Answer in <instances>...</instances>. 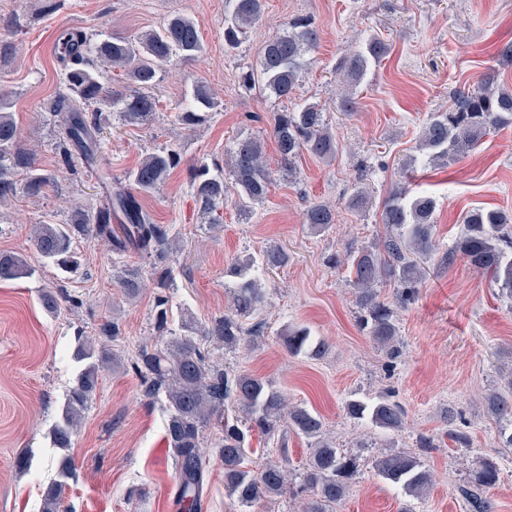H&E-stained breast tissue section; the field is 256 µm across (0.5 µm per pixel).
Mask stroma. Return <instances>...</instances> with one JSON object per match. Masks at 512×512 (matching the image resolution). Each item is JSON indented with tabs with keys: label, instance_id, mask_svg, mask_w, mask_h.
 Segmentation results:
<instances>
[{
	"label": "stroma",
	"instance_id": "obj_1",
	"mask_svg": "<svg viewBox=\"0 0 512 512\" xmlns=\"http://www.w3.org/2000/svg\"><path fill=\"white\" fill-rule=\"evenodd\" d=\"M2 10L17 14L19 29L12 56L0 63V95L10 102L23 141L36 148L39 165L56 174L57 185L40 198L21 197L0 207V252L22 255L36 269L32 277L0 281V512H42L65 453L75 465L64 491L69 512H180L167 414L162 401L144 396L133 371L102 370L71 448L52 445L50 431L82 369L72 357L75 336L100 335L101 324L116 322L118 336H100L101 342L131 358L155 335L158 294L169 300L172 329L185 317L208 322L229 307L226 267L272 246L283 247L289 260L264 275L268 303L259 316L261 334L214 352L213 360L228 374L269 380L291 404L319 415L326 436L356 458L357 475L336 512H401L406 506L413 512H467L462 491L478 461L489 456L500 468L497 485L487 492L492 512H512V450L500 447V424L488 407L489 395L512 379V301L465 260L441 261L468 210L485 207L512 216V129L488 134L448 167L407 165L417 153L423 123L447 111L457 93L490 71L512 87V61L500 55L512 42V0H266L261 20L231 52L224 48V0H65L56 10L48 9L47 0H0ZM176 12L197 22L202 53L175 59L159 75L151 124L122 126L112 119L110 103H103L110 122L98 169L69 168L49 110L63 71L53 51L57 32L132 35ZM296 16L316 21L321 43L293 100L323 106L338 151L327 161L302 154L295 178L275 173L250 221H242L229 204L221 224L209 225L191 193L189 169L201 161L223 162L230 141L248 134L262 136L268 162L276 163L269 121L289 102L240 89L236 75L257 66L264 42ZM374 32L388 40L390 51L358 88L354 112L343 115L334 65ZM198 82L217 94L223 108L196 131H184L175 115ZM169 144L180 146L182 163L164 186L142 198L155 223L182 241L167 262L169 288L159 289L151 279L136 299H126L116 274L123 262H136V254L122 259L90 240L78 244L83 260L74 276L37 254L30 243L33 224L48 216L63 220L73 200L98 204L101 173L124 178L142 156ZM405 180L436 202L438 249L421 262L425 279L413 301L401 302L393 285L380 288L398 328L392 354L361 327L346 268L329 267L325 258L381 242L387 233L384 201ZM358 188L369 194L361 211L348 206ZM315 201L336 207L335 223L321 233L303 222L306 206ZM50 290L77 297L79 308L47 315L40 297ZM289 325L307 327L325 341L326 353H289L281 340ZM381 395L404 413L398 432L351 420L344 411L351 398ZM457 432L469 437L470 447L455 444ZM425 438L430 447H421ZM249 442L252 468L284 458L295 475L312 448L310 440L283 430L272 438L251 435ZM394 451L413 453L431 472L433 484L422 499L376 475L373 458ZM22 452L28 463L21 468L16 456ZM202 512H241L224 489V466L214 457L207 465Z\"/></svg>",
	"mask_w": 512,
	"mask_h": 512
}]
</instances>
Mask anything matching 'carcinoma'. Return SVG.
Segmentation results:
<instances>
[{"label": "carcinoma", "instance_id": "cac0c4a2", "mask_svg": "<svg viewBox=\"0 0 512 512\" xmlns=\"http://www.w3.org/2000/svg\"><path fill=\"white\" fill-rule=\"evenodd\" d=\"M263 0H224V47L237 49L249 30L262 16ZM321 32L316 22L304 16L288 20L284 31L269 38L256 68L239 71L240 87L251 91L261 88L282 100L293 97L302 76L312 63L309 55L320 44ZM67 65L61 75L64 92L52 106L54 128L68 164L81 161L87 168L101 152L100 134L106 118L99 105L108 100L118 121L140 125L154 116L155 99L150 90L157 78L176 58L191 59L203 50L199 29L188 15L176 13L157 29L130 36L83 31L67 35ZM389 52L377 36L368 37L358 49L339 60L336 69L345 82L356 88L367 70L377 66ZM123 71L127 92L112 87V70ZM221 101L209 86L197 82L191 100L176 115L177 124L193 129L206 124L219 110ZM512 127V89L488 77L481 88L460 92L446 112H438L422 129L418 150L438 166L457 161L476 147L490 131ZM280 168L293 176L296 159L303 152L327 160L337 152V142L329 129L326 113L318 104L303 101L288 111L274 114L271 126ZM232 183L214 175L207 165L190 170V186L199 211L209 223H220L218 211L231 202L240 216H253L255 205L263 202L272 184L263 145L253 135L238 137L227 152ZM182 162L178 148L157 149L126 173L130 186L118 182L105 196L106 204L96 211L76 206L64 223L41 220L31 229L30 242L45 259L65 273L81 267L77 251L79 240H99L109 244L112 252L123 256L135 253L153 259L151 271L139 265L124 264L117 280L125 295L136 298L146 275L165 285V263L178 239L166 227L154 222L143 208L139 194L160 189L171 170ZM52 173L40 168L33 150L21 144L17 122L8 100L0 96V205L23 194L32 198L46 193L54 185ZM435 200L427 195H410L409 187L396 186L385 199L382 223L388 234L380 244L367 245L342 258L327 257V264H347L350 282L355 288L360 309V323L372 339L391 347L397 340L394 311L381 299L378 287L391 283L401 289V296L414 297L424 279L423 267L414 256H426L435 248ZM122 228L113 233L112 220ZM335 213L325 203L307 207L305 223L316 232L327 229ZM463 230L453 249L443 256L448 264L460 257L473 268L489 276L499 294L512 300V220L499 210L472 209L462 217ZM288 263V255L277 247L268 248L260 258L245 256L226 270L233 279L230 289L231 311L210 324L197 325L182 321V333L164 344H143L131 359V368L143 381L149 399L164 396L167 412L166 437L173 451L177 470L178 503L184 512H201L206 474L203 432L214 435V450L224 465V489L246 508L262 498L280 496L288 490V470L280 462H267L254 472L247 469L249 455L256 449L247 447V436L256 432L268 437L282 424L297 435L314 440L310 457L301 475L299 493L304 495L302 512H335L350 489L357 473L356 460L323 437L320 417L301 406H290L283 393L263 379L248 373L229 376L210 359L209 345L215 349H232L245 337L253 335L244 321L259 315L267 303V291L256 274L258 268L274 269ZM33 269L15 253H0V281L28 278ZM44 310L58 314L67 305L77 306L71 296L47 292L42 295ZM168 298L159 295L154 306L155 329L167 330ZM288 352L321 356L325 342L315 341L305 327L293 326L282 336ZM74 358L83 363L60 420L51 433L56 448L71 447L82 413L98 384L103 368L118 369L123 359L90 338H78ZM233 402L243 413L244 426L229 422L226 406ZM489 409L496 420L512 426V381L508 392H494ZM346 415L357 421H369L385 431L402 426L400 407L387 399L367 401L350 399ZM373 469L386 482L401 487L412 498H420L431 482L430 472L414 456L387 453L373 459ZM496 461L485 458L473 474L464 497L470 512H491V502L484 497L487 488L499 480ZM64 484L52 485L44 497L43 512H65Z\"/></svg>", "mask_w": 512, "mask_h": 512}]
</instances>
